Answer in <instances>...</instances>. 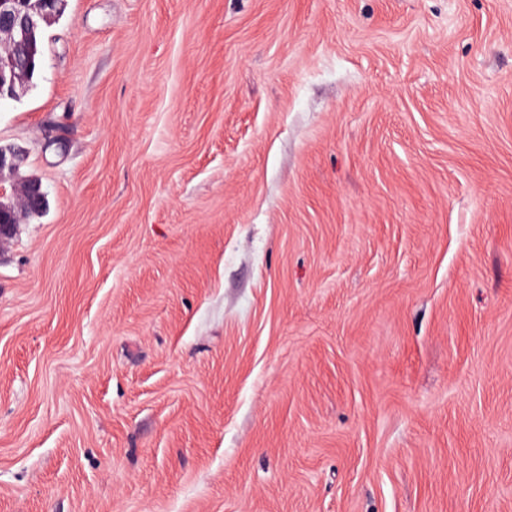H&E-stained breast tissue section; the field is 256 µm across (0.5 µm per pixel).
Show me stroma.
Masks as SVG:
<instances>
[{"label": "stroma", "instance_id": "35a3bbf8", "mask_svg": "<svg viewBox=\"0 0 512 512\" xmlns=\"http://www.w3.org/2000/svg\"><path fill=\"white\" fill-rule=\"evenodd\" d=\"M0 145V512H512V0H67ZM15 204L5 205L0 203V239H6L13 235L18 214L24 210L36 208L43 204L45 195L41 183L36 179H28L15 186L13 189ZM43 207L27 210L26 213L39 215Z\"/></svg>", "mask_w": 512, "mask_h": 512}]
</instances>
